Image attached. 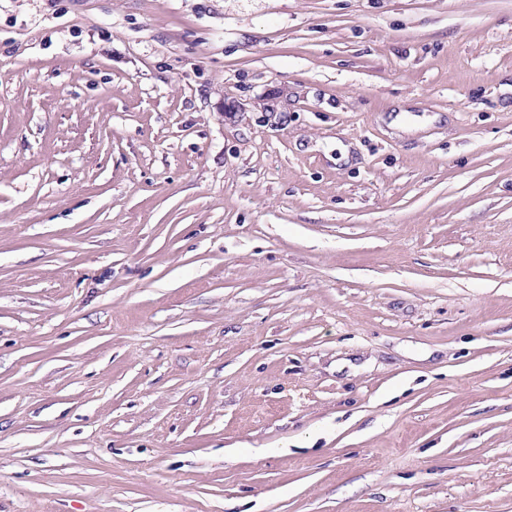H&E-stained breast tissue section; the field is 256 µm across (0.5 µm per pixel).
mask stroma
<instances>
[{
  "label": "stroma",
  "instance_id": "stroma-1",
  "mask_svg": "<svg viewBox=\"0 0 512 512\" xmlns=\"http://www.w3.org/2000/svg\"><path fill=\"white\" fill-rule=\"evenodd\" d=\"M0 512H512V0H0Z\"/></svg>",
  "mask_w": 512,
  "mask_h": 512
}]
</instances>
